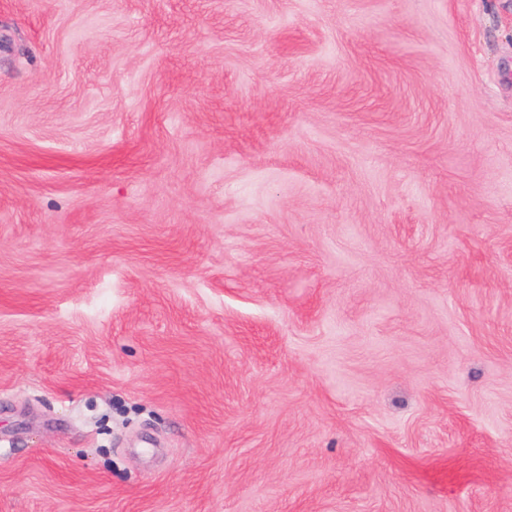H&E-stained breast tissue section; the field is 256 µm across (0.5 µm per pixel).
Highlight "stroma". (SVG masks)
Here are the masks:
<instances>
[{
    "label": "stroma",
    "mask_w": 512,
    "mask_h": 512,
    "mask_svg": "<svg viewBox=\"0 0 512 512\" xmlns=\"http://www.w3.org/2000/svg\"><path fill=\"white\" fill-rule=\"evenodd\" d=\"M0 512H512V0H0Z\"/></svg>",
    "instance_id": "1"
}]
</instances>
